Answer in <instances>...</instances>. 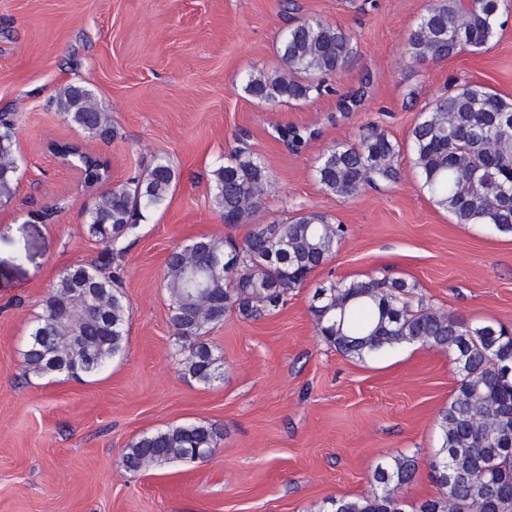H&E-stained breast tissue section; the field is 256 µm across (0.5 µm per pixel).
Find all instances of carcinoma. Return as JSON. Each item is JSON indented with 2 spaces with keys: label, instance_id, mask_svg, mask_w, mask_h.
Returning a JSON list of instances; mask_svg holds the SVG:
<instances>
[{
  "label": "carcinoma",
  "instance_id": "cac0c4a2",
  "mask_svg": "<svg viewBox=\"0 0 512 512\" xmlns=\"http://www.w3.org/2000/svg\"><path fill=\"white\" fill-rule=\"evenodd\" d=\"M503 0H429L404 43L417 61H442L463 51L481 52L501 27ZM470 17L464 32L458 12ZM356 53L353 36L323 20L289 28L279 46L284 73L270 79L249 74L244 92L264 103L302 101L329 91L324 77L340 74ZM55 106L64 120L92 138H112V120L91 90L68 85ZM295 152L315 132L296 126L278 129ZM413 168L437 206L457 224H478L512 235V101L490 88L468 83L437 97L410 133ZM54 153L83 170V186L106 177L107 165L82 156L77 146L53 144ZM400 146L370 126L356 145L324 152L315 169L323 190L348 200L366 187L400 179ZM15 117L0 113V201L16 191ZM214 203L226 224H248L261 207L270 175L264 161L246 148L225 157L212 172ZM178 175L172 163L156 158L125 185L100 194L85 224L88 237L104 245L101 259L112 265V246L138 227L142 213L164 204ZM345 230L316 214H297L256 224L238 245L202 236L176 246L166 260L170 289L169 323L185 375L210 384L219 365L205 329L231 314L256 319L278 312L289 290L336 252ZM228 263L222 273L209 262ZM90 288L95 307L81 311L82 340L71 339L64 317L75 288ZM416 285L384 277L341 281L318 289L311 312L321 336L342 355L364 361L404 345L438 348L452 356L460 376L453 398L438 413L439 447L428 466L437 493L409 505L403 490L418 471L416 456L398 454L372 472L367 494L330 500L328 512H512V328L501 322H468L454 314L416 307ZM129 306L117 277L96 264L66 268L47 289L43 312L24 352L27 370L40 376L66 374L80 379L119 356L128 341ZM220 431L182 424L136 439L125 456L134 471L153 463L195 461L209 451Z\"/></svg>",
  "mask_w": 512,
  "mask_h": 512
}]
</instances>
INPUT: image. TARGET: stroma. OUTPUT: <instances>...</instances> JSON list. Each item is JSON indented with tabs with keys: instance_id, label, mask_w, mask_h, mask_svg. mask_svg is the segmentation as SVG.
Listing matches in <instances>:
<instances>
[{
	"instance_id": "obj_1",
	"label": "stroma",
	"mask_w": 512,
	"mask_h": 512,
	"mask_svg": "<svg viewBox=\"0 0 512 512\" xmlns=\"http://www.w3.org/2000/svg\"><path fill=\"white\" fill-rule=\"evenodd\" d=\"M292 2L286 13L281 0H0V112L16 115L18 161L17 191L0 204V512H326L328 499L370 492L374 467L398 454L421 462L406 501L434 493L426 461L457 387L448 353L409 345L344 357L317 334L310 306L319 287L386 275L415 283L426 307L512 325V235L455 223L421 189L408 149L428 103L458 85L512 99V6L487 50L418 62L404 42L428 0ZM313 19L357 44L328 77L331 92L274 105L248 97V74H280L282 33ZM68 84L106 104L112 140L63 120L54 101ZM362 86V105L340 113V96ZM286 124L318 135L291 151L273 131ZM370 124L401 147L398 183L350 200L323 191L321 155ZM52 141L108 159L109 179L83 189ZM235 147L269 169L256 223L317 213L346 233L280 311L231 314L208 331L223 375L204 385L178 363L165 260L197 237L249 232L213 203L212 172ZM159 156L177 185L112 258L130 307L125 351L80 380L33 375L23 351L47 289L103 250L84 230L97 195ZM37 211L47 220H33ZM190 423L220 430L208 458L126 469L134 439Z\"/></svg>"
}]
</instances>
